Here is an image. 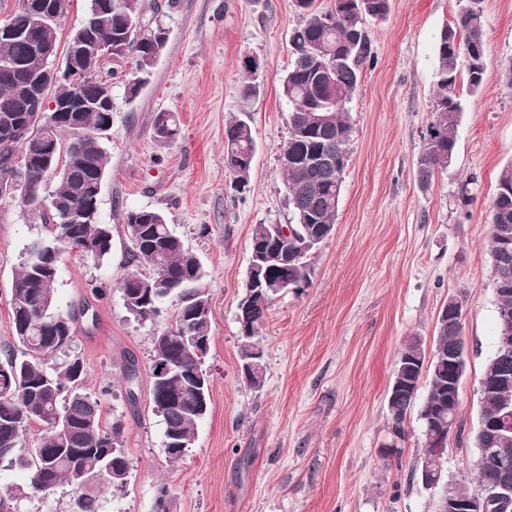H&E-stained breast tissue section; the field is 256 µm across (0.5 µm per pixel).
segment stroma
<instances>
[{"instance_id": "obj_1", "label": "stroma", "mask_w": 512, "mask_h": 512, "mask_svg": "<svg viewBox=\"0 0 512 512\" xmlns=\"http://www.w3.org/2000/svg\"><path fill=\"white\" fill-rule=\"evenodd\" d=\"M457 5L390 0L384 18L367 20L371 57L350 104L336 224L309 285L271 302L258 389L240 375L237 305L253 226L292 219L278 163L288 136L280 80L298 15L292 0H174L165 9L168 42L149 82L131 101L114 87L99 209L112 227V253L99 262L65 256L54 284L58 309L85 312L71 353L84 362L105 425H122L130 459L126 484L103 492L99 512H153L162 484L175 512H433L435 493L409 479L421 424L409 414L404 440H393L386 393L404 342L418 335L433 343L440 308L460 290L469 296L464 433L449 437L443 467L476 489L478 381L497 334L489 210L498 173L512 162V91L499 80L512 64V0L482 2L485 80L475 91L458 80L453 161L423 188L416 166L434 104L435 39ZM247 55L261 62L260 91L249 99L241 93ZM160 112L176 113L181 125L166 146L152 137ZM242 112L252 117L256 152L250 185L236 195L224 123ZM141 207L163 211L198 257L211 307L210 409L178 463L163 453L164 425L152 408L157 327L130 317L118 287L128 270L126 213ZM46 232L17 202L0 200V349L13 340V277L28 244ZM131 360L139 370L132 402L123 381ZM391 443L396 464L383 455Z\"/></svg>"}]
</instances>
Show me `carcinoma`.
<instances>
[{"label": "carcinoma", "mask_w": 512, "mask_h": 512, "mask_svg": "<svg viewBox=\"0 0 512 512\" xmlns=\"http://www.w3.org/2000/svg\"><path fill=\"white\" fill-rule=\"evenodd\" d=\"M482 0H459L453 21L443 27L435 47L433 79L436 106L427 128L417 167V179L428 187L435 173L452 163L462 112L455 89L460 68L467 83L479 88L486 72L485 19ZM299 22L290 36L292 59L281 79V95L288 102V166L280 168L294 224L301 234L320 230L329 238L338 211L350 139L349 103L361 81L362 65L371 54L365 22L383 17L389 0H331L322 7L316 0H294ZM152 15H147V11ZM159 0H124L112 7V20H98L93 4H88L81 28L91 40L112 44V70L100 71L104 78L122 75L126 94L135 96L147 82L152 64L149 55L165 46L168 32L158 19ZM9 58L27 74L43 67L41 49L27 37L0 38V59ZM255 66L243 65L242 94H258ZM85 100L73 122L54 126L47 137L35 135L23 142L0 137V166L15 160L24 166L28 186L43 188L51 173L46 158L61 169L55 176L52 194L66 207L90 203L99 206L98 175L107 174L108 157L102 136L112 125V103H98L97 87L83 86ZM13 103L14 111L1 112L6 126L25 116V100L16 85L0 79V102ZM153 138L163 144L179 135L176 116L160 112L153 120ZM256 144L249 119L232 117L224 124V158L231 186L242 190L250 184ZM51 234L39 239V248L29 252L16 273L11 291L10 310L14 341L0 358V468H18L27 482L17 496L42 497L66 485L73 493L71 512H97L101 487H115L127 476L130 460L123 444V429L103 424L98 398L86 392L83 362L73 357L57 362L58 354L70 349L78 330L74 312L56 308L53 284L62 256L80 245L86 256L100 259L112 251V227L99 217L80 224L62 222L58 209L39 214ZM131 260L144 269L127 273L119 282L124 306L137 321H147L166 301L176 306L173 322L152 336V358L171 362L175 373L159 376L150 365L154 411L164 424V448L171 463L183 460L191 448L196 426L207 413L210 388L200 368L199 345L210 351V302L200 283L204 277L197 257L185 248L174 233L167 216L160 210L139 208L127 212ZM489 254L500 250L497 226L512 232V164L501 168L496 193L490 207ZM281 224H257L250 238V249H284L288 238ZM316 256H307L288 266L275 265L270 276L307 284ZM272 295H260L247 309L237 313L240 351H259L261 327L267 317ZM450 326L437 327L432 353L448 354L455 348ZM425 349L422 339L413 335L397 358H407L406 373L416 382L422 378ZM447 378L430 365L428 391L419 411L424 415L447 400ZM512 410V384L497 396L480 398L479 420L500 412L503 405ZM44 434L38 446L28 448L23 436L32 425ZM475 447L491 451L505 448L512 453V441L498 440L477 429Z\"/></svg>", "instance_id": "carcinoma-1"}]
</instances>
